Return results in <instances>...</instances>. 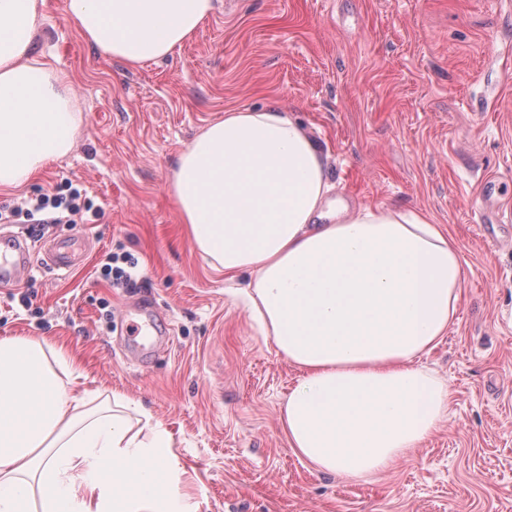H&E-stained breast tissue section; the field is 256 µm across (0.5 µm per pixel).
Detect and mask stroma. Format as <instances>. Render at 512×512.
<instances>
[{
	"label": "stroma",
	"mask_w": 512,
	"mask_h": 512,
	"mask_svg": "<svg viewBox=\"0 0 512 512\" xmlns=\"http://www.w3.org/2000/svg\"><path fill=\"white\" fill-rule=\"evenodd\" d=\"M65 4L43 0L35 44L77 97L75 146L0 206L70 180L101 215L31 238L32 269L0 287V338L63 346L82 389L143 404L198 512H512V0H215L173 55L136 67L90 46ZM274 102L319 140L335 192L430 214L469 265L420 360L448 384L449 419L362 479L290 447L280 408L300 371L250 319L247 276L207 265L165 190L206 125ZM77 233L85 267L42 264L46 242ZM108 251L137 261L141 287L100 280ZM139 301L157 311L148 351L127 347Z\"/></svg>",
	"instance_id": "1"
}]
</instances>
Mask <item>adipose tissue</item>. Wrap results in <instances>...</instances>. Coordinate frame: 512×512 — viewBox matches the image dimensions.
Instances as JSON below:
<instances>
[{"label": "adipose tissue", "mask_w": 512, "mask_h": 512, "mask_svg": "<svg viewBox=\"0 0 512 512\" xmlns=\"http://www.w3.org/2000/svg\"><path fill=\"white\" fill-rule=\"evenodd\" d=\"M39 0H0V190L74 147L81 113L38 53ZM214 0H67L96 50L167 58ZM168 193L194 247L302 375L280 413L324 473L393 466L448 418L447 383L419 366L454 323L466 263L419 210L329 205L327 156L278 104L228 109L179 154ZM170 432L141 404L78 389L50 342L0 338V512H197Z\"/></svg>", "instance_id": "obj_1"}]
</instances>
